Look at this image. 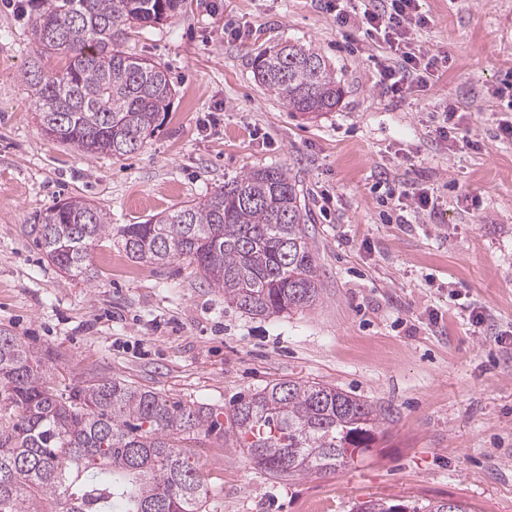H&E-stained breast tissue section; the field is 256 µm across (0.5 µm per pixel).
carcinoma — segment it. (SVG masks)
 <instances>
[{"label": "carcinoma", "mask_w": 512, "mask_h": 512, "mask_svg": "<svg viewBox=\"0 0 512 512\" xmlns=\"http://www.w3.org/2000/svg\"><path fill=\"white\" fill-rule=\"evenodd\" d=\"M32 21L39 57L22 78L45 135L90 155L142 148L170 111L167 67L130 54L129 35L166 20L186 0H43ZM59 58L46 73L40 58ZM254 75L290 112H331L336 70L315 49H260ZM26 234L62 273L91 281L90 248L117 235L128 257L185 261L224 302L257 317L309 308L321 298L306 204L286 170L265 167L112 232L106 209L70 197L47 208ZM0 330V512H207L208 486L182 443L220 426L207 403L170 405L157 393L94 374L69 393L52 387L46 359ZM382 410L335 387L287 380L236 402L231 428L272 479L329 473L376 442ZM381 499L354 512H392Z\"/></svg>", "instance_id": "obj_1"}]
</instances>
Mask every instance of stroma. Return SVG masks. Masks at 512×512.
Instances as JSON below:
<instances>
[{
  "label": "stroma",
  "mask_w": 512,
  "mask_h": 512,
  "mask_svg": "<svg viewBox=\"0 0 512 512\" xmlns=\"http://www.w3.org/2000/svg\"><path fill=\"white\" fill-rule=\"evenodd\" d=\"M38 0H0V329L52 350V385L88 370L168 402L231 410L277 380L315 381L378 408L379 439L335 472L276 481L232 432L195 457L210 512H352L370 498L512 512V0H420L417 39L443 57L403 99L377 84L382 47L355 46L318 0H187L132 34L176 88L165 123L122 157L44 135L22 74ZM246 30L242 40L224 29ZM315 48L343 87L335 111H288L255 80L256 52ZM463 136L439 142L448 104ZM287 170L313 227L322 298L278 316L224 302L182 261L130 260L97 243L94 281L49 263L24 231L57 201L103 206L112 226L204 199L240 173ZM427 188L432 213L402 223L381 176ZM485 312L474 326L472 311Z\"/></svg>",
  "instance_id": "stroma-1"
}]
</instances>
